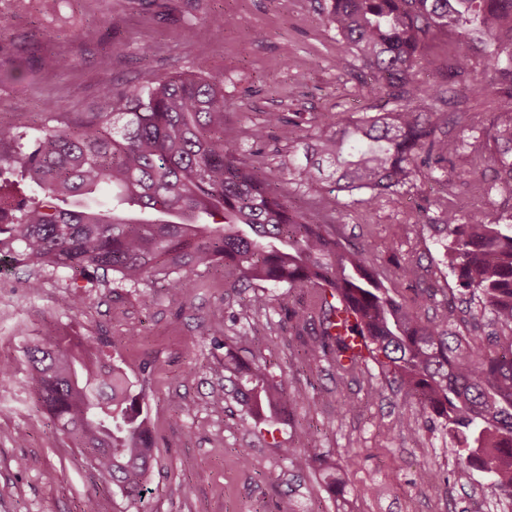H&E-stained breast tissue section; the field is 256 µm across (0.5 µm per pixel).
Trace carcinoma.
<instances>
[{"label":"carcinoma","mask_w":512,"mask_h":512,"mask_svg":"<svg viewBox=\"0 0 512 512\" xmlns=\"http://www.w3.org/2000/svg\"><path fill=\"white\" fill-rule=\"evenodd\" d=\"M325 17L371 72L366 91L403 101L398 108L345 120L321 116L317 136L305 143L309 171L332 168L334 190L367 192L371 205L416 179L419 160L438 162L458 144L437 134L434 113L415 107L423 89L415 80L428 35L455 38L448 91L469 99L492 87L497 123L493 140L505 146L497 163L512 181V0H328ZM486 45L489 83L463 79L475 43ZM299 124L280 112L264 113L252 130L253 146L269 130L304 143ZM0 175L15 174L34 190L31 203L15 205L0 191V259L52 271L113 273L135 285L161 275L187 294V272L216 263L231 288L255 289L251 304L263 308L266 284L304 291L293 311L294 336L318 337L336 374L357 378L369 363L410 396L424 417L448 430L458 466L454 481L474 472L496 500H512V224L486 211H444V263L457 293L478 298L493 330L463 336L448 329V315H421L436 293L411 297L384 279L418 283L411 262L389 274L369 263L372 243L343 242L324 210L329 199L301 210L288 183L253 167L224 112V84L181 74L156 76L128 87L109 112L75 121L49 117L37 132L0 125ZM359 320L332 321L343 304ZM366 337L364 350L342 363L348 338ZM35 406L89 466L126 496L142 498L155 443L143 395L117 364L104 362L94 336L34 338L26 346ZM224 368L239 377L249 415L296 408L306 397L274 381L260 363L236 356ZM311 433L280 448L302 470L330 463L307 448Z\"/></svg>","instance_id":"obj_1"}]
</instances>
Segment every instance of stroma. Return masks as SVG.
<instances>
[{
    "instance_id": "stroma-1",
    "label": "stroma",
    "mask_w": 512,
    "mask_h": 512,
    "mask_svg": "<svg viewBox=\"0 0 512 512\" xmlns=\"http://www.w3.org/2000/svg\"><path fill=\"white\" fill-rule=\"evenodd\" d=\"M0 16V125L36 129L50 113L76 119L112 107L148 77L180 73L223 81L228 124L244 142L267 112L296 120L307 137L320 114L376 112L359 81L360 60L317 0H55L50 7L0 0ZM56 56L71 67L45 68L44 59ZM453 57L448 36L428 41L417 74L422 89L447 73ZM419 105L435 111L440 137L465 139L464 148L450 163L421 164L415 184L373 207L333 195L327 221L352 243L372 241L373 268L417 261L423 287L448 289L455 280L435 229L447 203L496 219L512 214V194L501 187L486 131L497 112L493 94L455 105L443 93ZM445 173L455 183L450 195L439 181ZM477 179L486 187L480 197L471 193ZM191 277L196 286L183 294L160 277L130 286L112 275L96 282L0 262V362L15 369L0 379V512H80L90 496L97 512H471L478 502L484 512H512V503L484 499L482 477L464 486L452 481L457 459L446 431L399 429L415 404L382 380L378 367L371 379L342 380L318 349L300 346L288 319L299 289L267 287L268 304L258 310L252 289L225 286L223 268ZM33 279L40 288L31 293ZM216 319L222 330L215 334ZM62 335L102 337L108 359L144 389L156 443L144 503L104 482L36 410L25 347L33 336ZM229 352L266 364L285 386L305 393L306 404L278 414L271 427L246 417L224 369ZM372 382L380 395H370ZM303 431L338 463L343 494L329 495L321 472L293 471L280 456L279 446ZM432 464L443 479L423 484L420 473Z\"/></svg>"
}]
</instances>
